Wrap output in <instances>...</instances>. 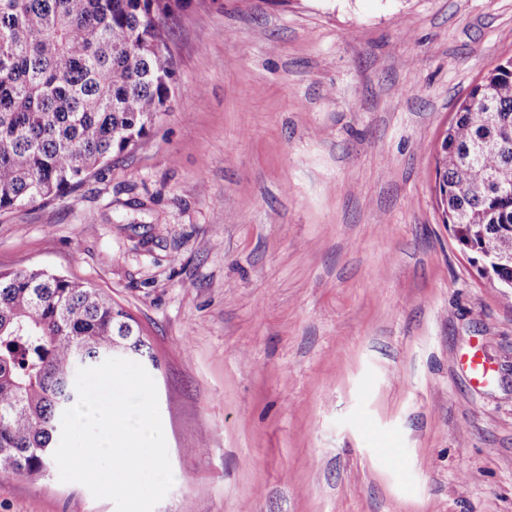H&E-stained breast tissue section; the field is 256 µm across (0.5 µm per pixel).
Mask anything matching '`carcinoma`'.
Segmentation results:
<instances>
[{"mask_svg": "<svg viewBox=\"0 0 512 512\" xmlns=\"http://www.w3.org/2000/svg\"><path fill=\"white\" fill-rule=\"evenodd\" d=\"M193 0H0V213L55 199L131 150L168 107L172 24ZM443 223L512 297V58L459 104L435 159ZM151 358L139 323L88 282L0 271V472L56 468L76 372Z\"/></svg>", "mask_w": 512, "mask_h": 512, "instance_id": "cac0c4a2", "label": "carcinoma"}]
</instances>
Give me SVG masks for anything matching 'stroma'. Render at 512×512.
<instances>
[{"label": "stroma", "instance_id": "obj_1", "mask_svg": "<svg viewBox=\"0 0 512 512\" xmlns=\"http://www.w3.org/2000/svg\"><path fill=\"white\" fill-rule=\"evenodd\" d=\"M169 46L148 135L0 215V270L141 324L174 474L154 512H512V302L435 191L512 0H193ZM0 512L115 505L0 474Z\"/></svg>", "mask_w": 512, "mask_h": 512}]
</instances>
